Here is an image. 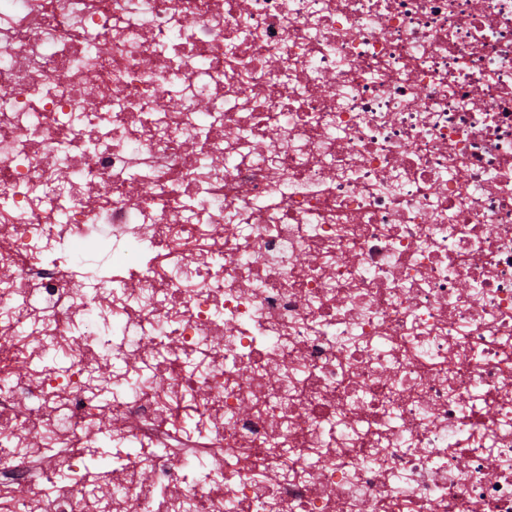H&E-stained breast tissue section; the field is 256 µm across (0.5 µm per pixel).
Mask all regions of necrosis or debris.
<instances>
[{
    "mask_svg": "<svg viewBox=\"0 0 512 512\" xmlns=\"http://www.w3.org/2000/svg\"><path fill=\"white\" fill-rule=\"evenodd\" d=\"M107 251L126 276L79 283ZM107 429L140 450L102 507ZM16 485L512 512V0H0Z\"/></svg>",
    "mask_w": 512,
    "mask_h": 512,
    "instance_id": "obj_1",
    "label": "necrosis or debris"
}]
</instances>
